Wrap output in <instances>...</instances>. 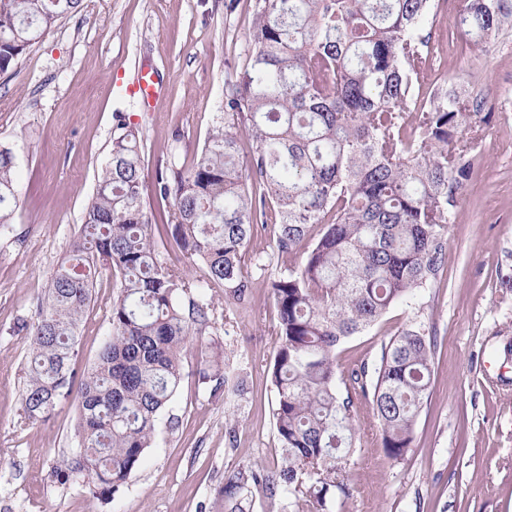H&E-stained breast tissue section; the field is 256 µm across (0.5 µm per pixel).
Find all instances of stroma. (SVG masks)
Instances as JSON below:
<instances>
[{
    "instance_id": "35a3bbf8",
    "label": "stroma",
    "mask_w": 512,
    "mask_h": 512,
    "mask_svg": "<svg viewBox=\"0 0 512 512\" xmlns=\"http://www.w3.org/2000/svg\"><path fill=\"white\" fill-rule=\"evenodd\" d=\"M254 0H83L0 74V145L12 149L19 202L0 228V512H212L225 478L276 468L280 442L270 365L278 346L268 281L290 266L271 233L252 249L249 303L204 290L205 342L223 350L243 392L214 388L216 369L187 354L178 393L158 417L142 466L112 499L93 498L80 477L54 470L78 447V393L44 421L26 422L20 395L30 357L25 324L82 225L110 156L117 117L139 129L144 199L154 218L171 202L154 192L171 161L188 163L224 110V91L244 65ZM463 0H435L429 80L488 95L475 169L448 226L445 261L415 304H398L336 351L338 369H375L390 338L423 328L434 342L431 393L401 460L380 446V425L359 403L360 430L346 466L353 496L332 512H512V29L490 51L454 27ZM161 86L153 111L128 91L138 67ZM118 285L96 279L80 327L78 370L112 334Z\"/></svg>"
}]
</instances>
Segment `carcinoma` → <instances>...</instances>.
I'll return each instance as SVG.
<instances>
[{"mask_svg": "<svg viewBox=\"0 0 512 512\" xmlns=\"http://www.w3.org/2000/svg\"><path fill=\"white\" fill-rule=\"evenodd\" d=\"M434 0H255L244 68L224 112L189 167L171 164L156 190L172 199L157 224L143 196L139 131L118 121L80 234L51 276L21 394L24 419L54 412L74 383L78 449L56 477L80 475L107 499L139 469L156 422L204 335L202 289L249 300L248 245L273 229L277 256L300 262L270 280L279 346L271 382L283 464L240 470L219 496L230 512L244 493L273 506L299 492L296 512L347 502L343 474L357 433L354 400L371 403L381 447L404 458L432 382L433 341L404 329L366 367L336 371V348L408 304L435 278L451 208L474 172L464 132L483 101L437 85L425 26ZM81 0H0V73ZM512 27V0H464L457 31L484 47ZM15 161L0 148V226L12 223ZM175 244L203 275L188 276L161 247ZM120 277L112 336L93 365L72 366L102 267Z\"/></svg>", "mask_w": 512, "mask_h": 512, "instance_id": "1", "label": "carcinoma"}]
</instances>
